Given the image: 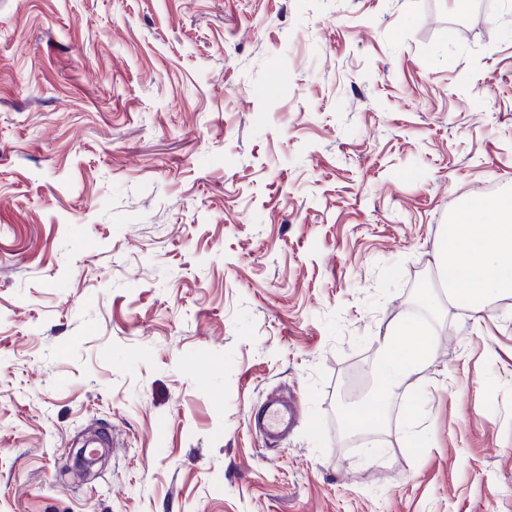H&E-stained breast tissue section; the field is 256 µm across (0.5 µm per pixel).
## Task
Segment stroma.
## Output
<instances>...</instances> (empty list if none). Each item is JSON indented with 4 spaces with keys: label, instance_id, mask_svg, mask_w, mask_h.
<instances>
[{
    "label": "stroma",
    "instance_id": "obj_1",
    "mask_svg": "<svg viewBox=\"0 0 512 512\" xmlns=\"http://www.w3.org/2000/svg\"><path fill=\"white\" fill-rule=\"evenodd\" d=\"M486 183L512 0H0V512H512V294L438 278ZM426 328L418 323H397L388 329L379 345L382 399L395 393L402 381L426 360L430 350L422 343ZM299 410L296 405L288 404L277 395L266 397L265 408L251 417V424L268 439H273L288 431L299 422Z\"/></svg>",
    "mask_w": 512,
    "mask_h": 512
}]
</instances>
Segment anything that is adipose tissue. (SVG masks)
Wrapping results in <instances>:
<instances>
[{
    "instance_id": "adipose-tissue-1",
    "label": "adipose tissue",
    "mask_w": 512,
    "mask_h": 512,
    "mask_svg": "<svg viewBox=\"0 0 512 512\" xmlns=\"http://www.w3.org/2000/svg\"><path fill=\"white\" fill-rule=\"evenodd\" d=\"M449 246L441 255L444 268L457 277L448 298L482 312L495 296L512 292V194L484 197L462 206L448 226ZM423 325L398 323L379 345L381 397L395 393L402 381L426 360L430 350L421 338Z\"/></svg>"
}]
</instances>
